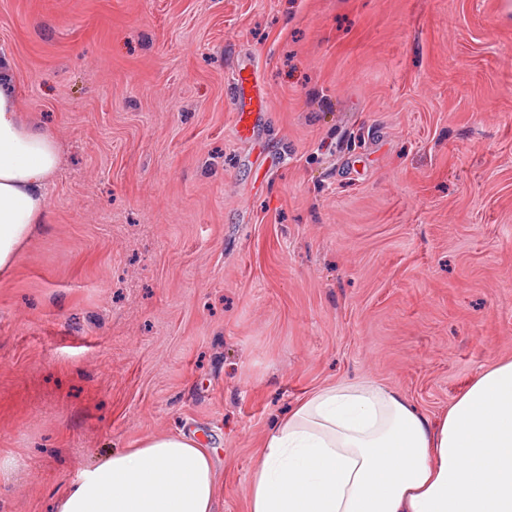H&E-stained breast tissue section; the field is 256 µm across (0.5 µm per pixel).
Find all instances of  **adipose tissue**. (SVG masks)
<instances>
[{
    "label": "adipose tissue",
    "instance_id": "obj_1",
    "mask_svg": "<svg viewBox=\"0 0 512 512\" xmlns=\"http://www.w3.org/2000/svg\"><path fill=\"white\" fill-rule=\"evenodd\" d=\"M0 60V277L50 223L55 133L34 121ZM211 449L173 430L110 452L60 494L56 512H215ZM247 512H512V360L476 374L440 421L370 380L306 394L268 432Z\"/></svg>",
    "mask_w": 512,
    "mask_h": 512
}]
</instances>
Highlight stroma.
Instances as JSON below:
<instances>
[{
	"label": "stroma",
	"mask_w": 512,
	"mask_h": 512,
	"mask_svg": "<svg viewBox=\"0 0 512 512\" xmlns=\"http://www.w3.org/2000/svg\"><path fill=\"white\" fill-rule=\"evenodd\" d=\"M2 57L62 162L0 280V512L178 428L247 512L307 392L435 419L512 359V0H0ZM235 79L239 89L235 106L237 131L240 137L248 139L259 117L252 107V100L256 98L261 102L264 97V91L258 83L254 68L250 62H243L238 67ZM247 89L249 93H253L248 98L246 96Z\"/></svg>",
	"instance_id": "35a3bbf8"
}]
</instances>
